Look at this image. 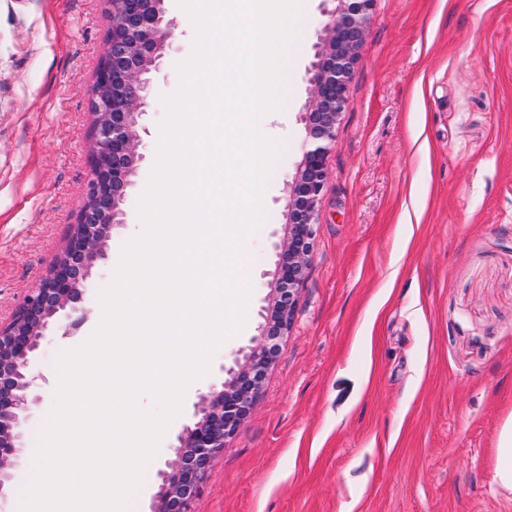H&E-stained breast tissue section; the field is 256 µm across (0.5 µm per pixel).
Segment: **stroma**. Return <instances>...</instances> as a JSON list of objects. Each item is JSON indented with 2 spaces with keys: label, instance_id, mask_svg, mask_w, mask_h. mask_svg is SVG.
Listing matches in <instances>:
<instances>
[{
  "label": "stroma",
  "instance_id": "1",
  "mask_svg": "<svg viewBox=\"0 0 512 512\" xmlns=\"http://www.w3.org/2000/svg\"><path fill=\"white\" fill-rule=\"evenodd\" d=\"M163 7L173 25L149 75L142 159L85 279L83 321L40 342L41 402L0 484V512H16L31 472L55 355L97 326L98 291L139 221L159 96L175 89L194 37L176 0ZM334 7L306 0L290 50L288 105L269 126L284 147L251 236L246 323L188 388L132 512H155L159 472L200 394L261 321L306 137L310 68ZM110 26L106 0H0L2 326L62 253L87 200L90 99ZM347 94L290 332L191 512H512V493L494 480L512 414V0H374Z\"/></svg>",
  "mask_w": 512,
  "mask_h": 512
}]
</instances>
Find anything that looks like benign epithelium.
I'll use <instances>...</instances> for the list:
<instances>
[{
	"label": "benign epithelium",
	"mask_w": 512,
	"mask_h": 512,
	"mask_svg": "<svg viewBox=\"0 0 512 512\" xmlns=\"http://www.w3.org/2000/svg\"><path fill=\"white\" fill-rule=\"evenodd\" d=\"M119 2V12L111 13L112 25L120 26L124 35L112 40L97 70L96 81H112L113 70L120 64L121 78L128 89L117 99H91L95 148L92 165L112 160L110 210L115 216L134 174L126 159L140 158L136 125L145 106L146 75L162 59L171 26L162 11H143L141 0ZM336 2L323 26L324 35L312 66V96L308 112L303 116L306 139L290 185L288 224L276 245L268 305L261 312L263 322L258 326V334L251 338V345L243 351V357L225 369V379L220 385L210 387L208 393L200 396L191 422L178 436L180 448L176 449L175 459L168 464V470L160 472L167 512H190V503L201 480L254 405L267 369L279 357V339L288 334L292 324L310 259L330 146L348 103V81L365 41L374 0ZM86 250V237L70 231L63 253L83 255ZM43 291L56 294L61 302L60 311L65 314L78 311L79 300L74 297L70 278L62 266L54 264L37 289L26 296L18 314H24ZM52 331L70 335L69 328L55 320L41 324L35 338L20 335L12 322L0 326V361L11 364L8 370L0 367V416L8 421L6 442L0 443V461L4 463L11 462L21 437L22 422L40 401L39 396L31 395L33 354L41 339ZM20 369L25 380L21 386L11 380Z\"/></svg>",
	"instance_id": "benign-epithelium-1"
}]
</instances>
